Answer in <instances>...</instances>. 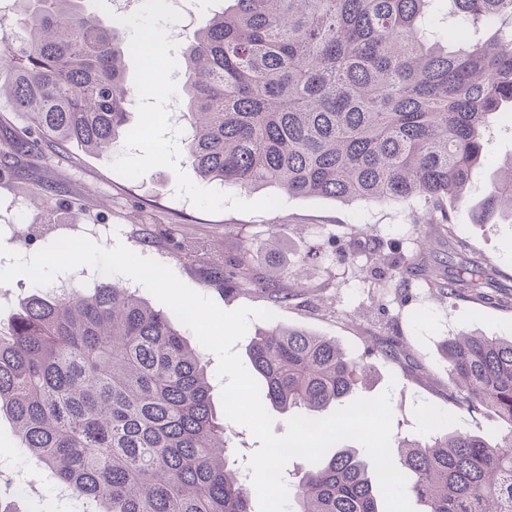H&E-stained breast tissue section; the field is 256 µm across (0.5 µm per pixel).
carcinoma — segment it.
Segmentation results:
<instances>
[{
	"label": "carcinoma",
	"instance_id": "1",
	"mask_svg": "<svg viewBox=\"0 0 512 512\" xmlns=\"http://www.w3.org/2000/svg\"><path fill=\"white\" fill-rule=\"evenodd\" d=\"M85 0H13L14 36L0 43V101L28 130L0 157L43 141L107 152L125 135V21ZM463 27L507 18L484 40L448 44L442 7ZM186 158L226 187L275 185L291 196L418 198L454 237L448 202L462 199L484 156L491 115L512 103V0H231L186 35ZM487 209L512 216V172ZM244 246L213 273L236 289ZM441 297L492 301L490 269L444 272L413 258ZM271 263L261 286L279 301ZM183 324L105 275L92 288L38 287L0 326V415L20 448L92 512H254L255 491L229 456L207 361ZM448 401L494 410L498 443L467 431L395 451L421 512H512V338L448 340ZM249 358L273 405L316 418L352 398L369 367L336 341L286 326L255 332ZM293 512H383L373 462L341 441L294 485Z\"/></svg>",
	"mask_w": 512,
	"mask_h": 512
}]
</instances>
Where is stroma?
<instances>
[{
    "instance_id": "1",
    "label": "stroma",
    "mask_w": 512,
    "mask_h": 512,
    "mask_svg": "<svg viewBox=\"0 0 512 512\" xmlns=\"http://www.w3.org/2000/svg\"><path fill=\"white\" fill-rule=\"evenodd\" d=\"M125 20L128 28L150 31L160 46L163 82L153 93L141 90L139 56L126 60L129 123L149 120L148 135L99 155L48 140L38 155L19 158L15 174L0 178V242L26 257L78 233L106 249L124 244L170 267L224 310L265 308L279 325L336 340L370 368L356 398L389 392L393 437L422 439L441 430L500 440L508 427L493 410L472 415L449 404L442 346L466 333L512 337V301H440L420 273L403 285L391 268L418 253L428 237L429 262L455 268L484 262L512 294V223L498 214L482 224L473 220L500 167L512 160V121L490 117L483 165L463 199L450 206L454 233L466 245L459 251L428 223L417 199L341 201L289 196L270 185L245 190L202 181L180 139L185 36L178 17L168 0H138ZM243 244L251 253V278L243 290L224 293L207 274ZM275 259L283 266L280 285L291 291L285 303L255 282ZM0 461L11 462L14 477L26 482L22 512L33 505L39 512H74L54 483L29 473L4 417Z\"/></svg>"
}]
</instances>
